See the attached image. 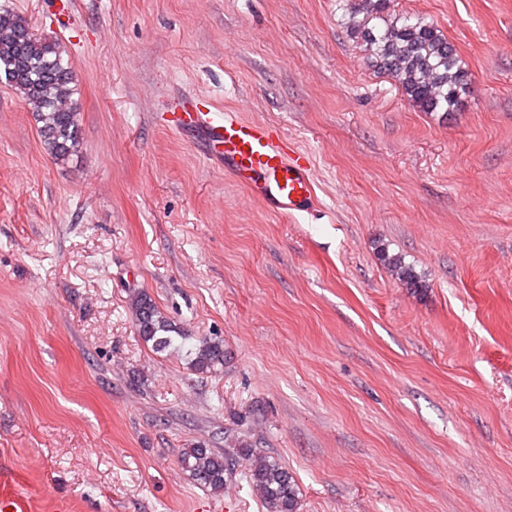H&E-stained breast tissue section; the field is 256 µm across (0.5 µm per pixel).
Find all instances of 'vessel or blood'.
I'll return each mask as SVG.
<instances>
[{"instance_id":"b4317fda","label":"vessel or blood","mask_w":512,"mask_h":512,"mask_svg":"<svg viewBox=\"0 0 512 512\" xmlns=\"http://www.w3.org/2000/svg\"><path fill=\"white\" fill-rule=\"evenodd\" d=\"M170 122L177 132L201 137L208 159L271 208L290 214L313 205L315 182L308 155L266 124L202 110L189 96L181 98Z\"/></svg>"}]
</instances>
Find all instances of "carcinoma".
Listing matches in <instances>:
<instances>
[{"instance_id":"cac0c4a2","label":"carcinoma","mask_w":512,"mask_h":512,"mask_svg":"<svg viewBox=\"0 0 512 512\" xmlns=\"http://www.w3.org/2000/svg\"><path fill=\"white\" fill-rule=\"evenodd\" d=\"M390 0H351L347 30L364 43L373 66L393 78L403 95L423 112H453L468 90L467 73L456 49L431 23L391 17ZM19 92L34 117L47 151L64 161L80 146L76 88L71 65L56 43L35 34L19 14L0 10V80ZM137 334L157 352L173 345L175 327L141 291L130 298ZM224 339L203 336L195 345L191 369L204 374L224 366ZM181 467L214 492L241 471L266 512H298V492L287 468L241 445L235 458L202 444L182 449Z\"/></svg>"}]
</instances>
